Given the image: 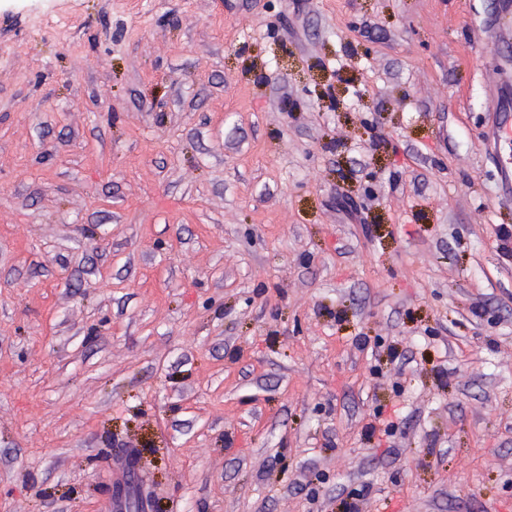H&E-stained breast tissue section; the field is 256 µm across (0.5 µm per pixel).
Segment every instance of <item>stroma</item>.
I'll use <instances>...</instances> for the list:
<instances>
[{
  "instance_id": "35a3bbf8",
  "label": "stroma",
  "mask_w": 512,
  "mask_h": 512,
  "mask_svg": "<svg viewBox=\"0 0 512 512\" xmlns=\"http://www.w3.org/2000/svg\"><path fill=\"white\" fill-rule=\"evenodd\" d=\"M502 14L0 0V512H512Z\"/></svg>"
}]
</instances>
